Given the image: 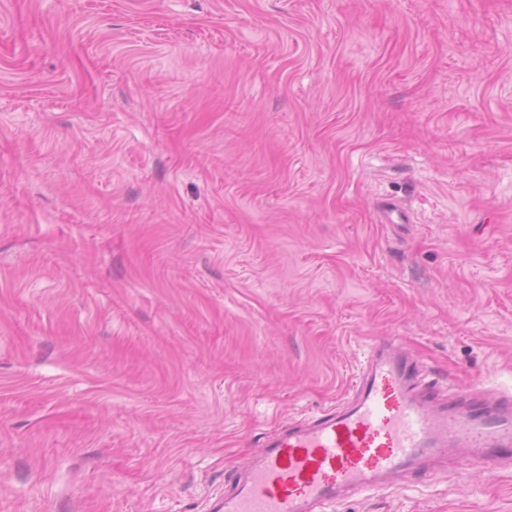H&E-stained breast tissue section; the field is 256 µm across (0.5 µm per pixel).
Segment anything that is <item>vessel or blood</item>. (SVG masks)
<instances>
[{
    "label": "vessel or blood",
    "mask_w": 512,
    "mask_h": 512,
    "mask_svg": "<svg viewBox=\"0 0 512 512\" xmlns=\"http://www.w3.org/2000/svg\"><path fill=\"white\" fill-rule=\"evenodd\" d=\"M419 376L394 341H375L353 396L267 436L254 464L226 476L218 512H329L340 489H380L381 476L422 474L425 461L444 453L488 472L512 463L511 399Z\"/></svg>",
    "instance_id": "obj_1"
}]
</instances>
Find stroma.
Instances as JSON below:
<instances>
[{
  "label": "stroma",
  "instance_id": "35a3bbf8",
  "mask_svg": "<svg viewBox=\"0 0 512 512\" xmlns=\"http://www.w3.org/2000/svg\"><path fill=\"white\" fill-rule=\"evenodd\" d=\"M379 338L512 394V0H0V512H212Z\"/></svg>",
  "mask_w": 512,
  "mask_h": 512
}]
</instances>
